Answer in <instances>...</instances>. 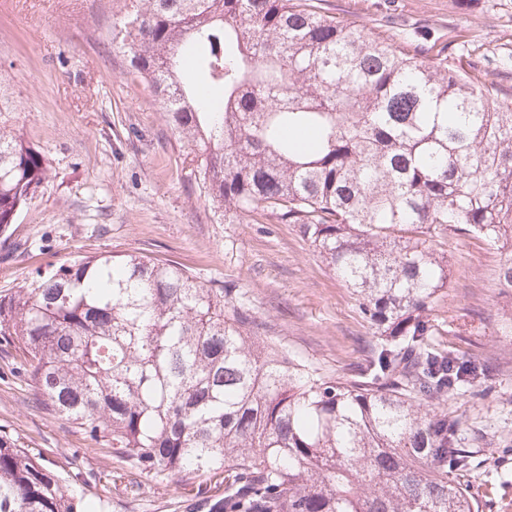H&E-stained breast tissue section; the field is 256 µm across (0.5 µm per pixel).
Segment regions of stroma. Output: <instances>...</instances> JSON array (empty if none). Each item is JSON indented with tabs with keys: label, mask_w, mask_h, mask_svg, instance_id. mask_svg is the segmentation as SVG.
Instances as JSON below:
<instances>
[{
	"label": "stroma",
	"mask_w": 512,
	"mask_h": 512,
	"mask_svg": "<svg viewBox=\"0 0 512 512\" xmlns=\"http://www.w3.org/2000/svg\"><path fill=\"white\" fill-rule=\"evenodd\" d=\"M337 20L395 37H431L487 64L512 95V0H320ZM124 0H0V82L14 108L0 128L47 159V178L0 233V294L48 265L109 252L142 253L188 269L203 284L246 292L262 332L328 376L366 372L375 342L355 296L291 224L255 215L227 224L200 197L151 86L112 43ZM448 291L430 318L434 343L495 368L493 392L440 405L481 437L463 481L481 512H512V290L500 253L449 232ZM0 345V425L47 465L81 473L87 499L108 512H184L191 489L166 476L113 485L117 463L72 424L48 417Z\"/></svg>",
	"instance_id": "35a3bbf8"
}]
</instances>
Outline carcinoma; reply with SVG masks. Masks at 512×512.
<instances>
[{
	"instance_id": "cac0c4a2",
	"label": "carcinoma",
	"mask_w": 512,
	"mask_h": 512,
	"mask_svg": "<svg viewBox=\"0 0 512 512\" xmlns=\"http://www.w3.org/2000/svg\"><path fill=\"white\" fill-rule=\"evenodd\" d=\"M121 48L226 224L297 227L380 341L325 378L262 336L245 294L168 259L98 254L0 295V343L44 412L119 463L197 485L186 512H479L476 444L432 404L493 370L430 337L448 228L512 288V96L488 73L342 24L313 0H131ZM0 129V230L47 177ZM0 426V512H106Z\"/></svg>"
}]
</instances>
